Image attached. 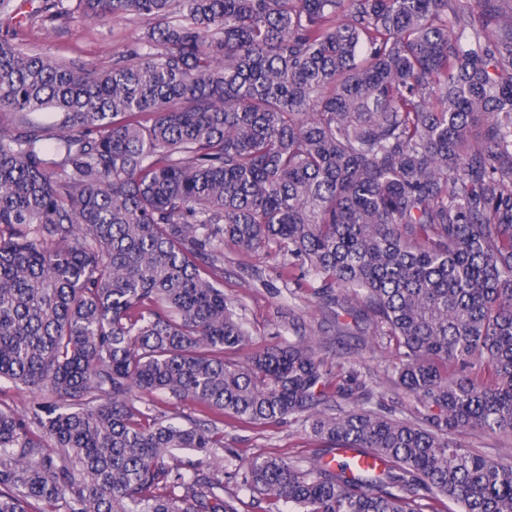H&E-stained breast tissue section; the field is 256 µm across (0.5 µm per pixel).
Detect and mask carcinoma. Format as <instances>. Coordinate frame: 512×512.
Wrapping results in <instances>:
<instances>
[{
	"label": "carcinoma",
	"instance_id": "cac0c4a2",
	"mask_svg": "<svg viewBox=\"0 0 512 512\" xmlns=\"http://www.w3.org/2000/svg\"><path fill=\"white\" fill-rule=\"evenodd\" d=\"M504 0H0V512H239L222 418H302L308 464L242 463L264 512H512V9ZM145 19L97 71L32 19ZM297 270L398 350L395 418L315 332L249 352L224 247ZM472 373L458 377L457 371ZM197 455L173 462V451ZM367 455L361 468L335 452ZM0 391V402L1 400L5 401L18 411H24L33 403L47 399V396L42 392H33L28 388L20 385L16 386L3 380L0 382ZM158 406L166 411V414L175 418V421L186 423L187 419H206V414L200 411V408L190 402L182 403H164L165 397H157ZM456 441L466 450L479 452L488 456L495 457L512 453V440L506 441L500 438L479 437L464 433L457 436Z\"/></svg>",
	"mask_w": 512,
	"mask_h": 512
}]
</instances>
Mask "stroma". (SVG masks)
<instances>
[{
  "label": "stroma",
  "mask_w": 512,
  "mask_h": 512,
  "mask_svg": "<svg viewBox=\"0 0 512 512\" xmlns=\"http://www.w3.org/2000/svg\"><path fill=\"white\" fill-rule=\"evenodd\" d=\"M139 31V25L123 19L96 24L77 21L50 24L37 18L26 24L19 38L30 52L74 59L104 69L111 66L113 56L123 51ZM224 254V292L239 303L252 329L251 350L294 340L295 335L284 317L285 312L294 311L306 324L323 328L330 365L353 364L364 375L381 381L386 407L398 417H410L413 407L410 397L386 380L385 368L396 357L394 346L366 345L354 327L344 335H337L310 290L284 281L276 260L265 253H245L228 247ZM220 428L224 432L220 453L227 458L248 459L262 454L303 460L317 447L315 438L293 418L279 426L263 428L228 417Z\"/></svg>",
  "instance_id": "stroma-1"
}]
</instances>
